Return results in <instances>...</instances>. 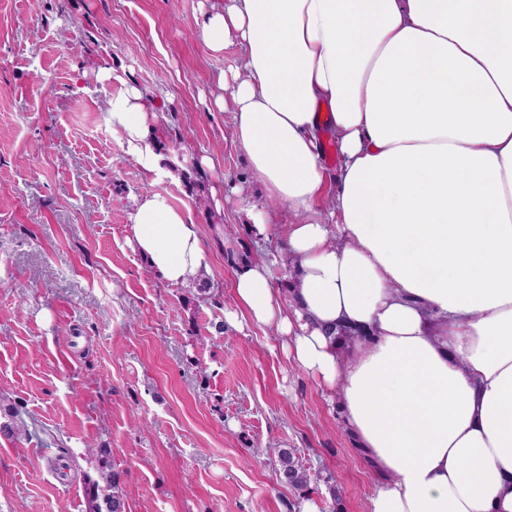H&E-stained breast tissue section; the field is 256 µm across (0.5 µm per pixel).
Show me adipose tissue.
<instances>
[{"instance_id": "1", "label": "adipose tissue", "mask_w": 512, "mask_h": 512, "mask_svg": "<svg viewBox=\"0 0 512 512\" xmlns=\"http://www.w3.org/2000/svg\"><path fill=\"white\" fill-rule=\"evenodd\" d=\"M197 27L238 45L245 78L218 80L233 140L301 216L288 294L246 264L229 319L275 327L338 400L385 477L368 512H512V0H224ZM156 117L135 87L105 114L140 158ZM131 218L165 281L209 275L190 207L150 193ZM344 328L367 341L339 346Z\"/></svg>"}]
</instances>
